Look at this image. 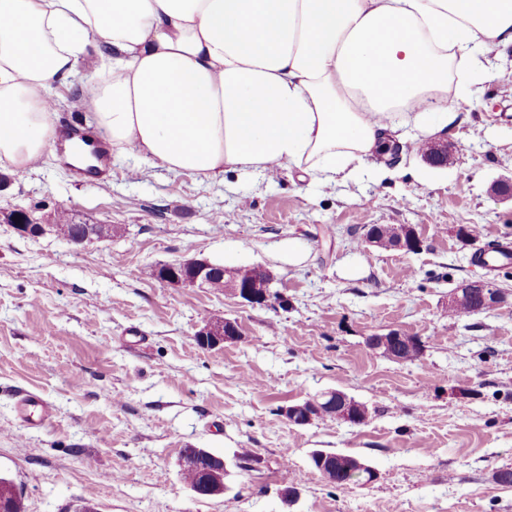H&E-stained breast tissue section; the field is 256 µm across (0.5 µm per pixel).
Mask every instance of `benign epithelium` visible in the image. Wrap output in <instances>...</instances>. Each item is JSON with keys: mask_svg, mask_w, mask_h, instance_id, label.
Returning a JSON list of instances; mask_svg holds the SVG:
<instances>
[{"mask_svg": "<svg viewBox=\"0 0 512 512\" xmlns=\"http://www.w3.org/2000/svg\"><path fill=\"white\" fill-rule=\"evenodd\" d=\"M1 217L13 221L11 228L24 237H38L47 232L49 225L40 224L28 219L26 224L16 223V212L3 211ZM422 241L409 228L395 241L394 247L407 251H416ZM217 271H222L229 277L228 293L241 299L243 302L262 307H273L276 300L268 295L258 296L253 293L250 284L253 278L263 276L272 279L269 271L261 267H244L235 270H226L206 260H185L163 264L157 269V278L160 282L173 286H192L203 288L208 284L209 278ZM466 298L479 299L480 308L488 309L497 306L507 299V293L498 288L491 281H478L464 284L455 289L448 299V306L454 307ZM242 336L236 323L229 320L210 321L196 334L198 344L203 348H214L226 341H232ZM405 339L402 334L393 331L383 335L368 338L371 348L381 351L382 354L397 359L398 342ZM352 399L340 392L327 391L302 402H296L281 407L280 412L292 424L304 426L310 424L315 417L332 414L340 421H352ZM183 466L192 467L206 474V486L203 496L224 495V465L215 462V457L203 448H196L191 453H184Z\"/></svg>", "mask_w": 512, "mask_h": 512, "instance_id": "1", "label": "benign epithelium"}]
</instances>
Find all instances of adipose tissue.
I'll list each match as a JSON object with an SVG mask.
<instances>
[{
    "label": "adipose tissue",
    "instance_id": "adipose-tissue-1",
    "mask_svg": "<svg viewBox=\"0 0 512 512\" xmlns=\"http://www.w3.org/2000/svg\"><path fill=\"white\" fill-rule=\"evenodd\" d=\"M95 130L175 174L288 166L363 174L396 131L455 125L482 55L512 46V0H0V163L56 139L48 88L78 72Z\"/></svg>",
    "mask_w": 512,
    "mask_h": 512
}]
</instances>
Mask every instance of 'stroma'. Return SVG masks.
Instances as JSON below:
<instances>
[{"mask_svg": "<svg viewBox=\"0 0 512 512\" xmlns=\"http://www.w3.org/2000/svg\"><path fill=\"white\" fill-rule=\"evenodd\" d=\"M488 58L480 95L446 135L449 166L410 138L391 175L336 185L285 167L202 179L118 154L110 180L80 182L54 145L23 174L0 166V209L116 229L75 246L0 223V476L25 512H512V486L492 478L512 467V302L448 315L462 284L512 293V268L477 261L512 245V200L492 190L512 180V47ZM99 64L89 52L49 90L57 123L91 126L82 83ZM372 224L412 228L422 247L368 246ZM469 224L475 235L460 239ZM192 259L265 268L287 305L153 275ZM224 319L239 340L197 345L205 322ZM393 330L420 338L418 360L368 346ZM330 390L364 403L368 423L297 426L279 412ZM27 391L51 405L48 425H21ZM186 448L223 457L222 496L190 489ZM243 448L256 469L239 467ZM316 449L358 457L377 478L329 484L310 465Z\"/></svg>", "mask_w": 512, "mask_h": 512, "instance_id": "35a3bbf8", "label": "stroma"}]
</instances>
